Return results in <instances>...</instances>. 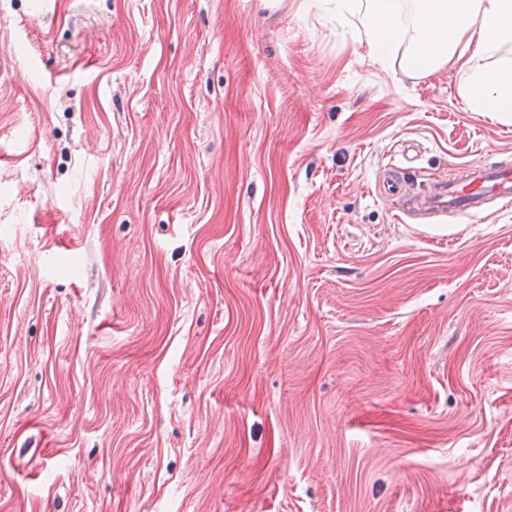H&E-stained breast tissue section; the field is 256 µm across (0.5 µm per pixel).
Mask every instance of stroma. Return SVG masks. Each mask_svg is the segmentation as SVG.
Masks as SVG:
<instances>
[{
    "label": "stroma",
    "mask_w": 512,
    "mask_h": 512,
    "mask_svg": "<svg viewBox=\"0 0 512 512\" xmlns=\"http://www.w3.org/2000/svg\"><path fill=\"white\" fill-rule=\"evenodd\" d=\"M411 41L0 0V512H512V206L406 207L512 116ZM405 177L400 167L389 170L384 176L380 191L383 196L390 199L401 198L404 191Z\"/></svg>",
    "instance_id": "obj_1"
}]
</instances>
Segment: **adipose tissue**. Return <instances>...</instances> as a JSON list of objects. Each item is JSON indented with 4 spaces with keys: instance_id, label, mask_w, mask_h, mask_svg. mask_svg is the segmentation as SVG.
Segmentation results:
<instances>
[{
    "instance_id": "1",
    "label": "adipose tissue",
    "mask_w": 512,
    "mask_h": 512,
    "mask_svg": "<svg viewBox=\"0 0 512 512\" xmlns=\"http://www.w3.org/2000/svg\"><path fill=\"white\" fill-rule=\"evenodd\" d=\"M379 63L398 44L399 0H344ZM405 65L418 76L458 63L463 98L475 112H512V64L483 65L491 47H512V0H417Z\"/></svg>"
}]
</instances>
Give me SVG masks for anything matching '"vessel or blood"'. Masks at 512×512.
<instances>
[{"label":"vessel or blood","mask_w":512,"mask_h":512,"mask_svg":"<svg viewBox=\"0 0 512 512\" xmlns=\"http://www.w3.org/2000/svg\"><path fill=\"white\" fill-rule=\"evenodd\" d=\"M405 177L395 167L384 176L380 191L395 199L404 191ZM492 205H512V163L496 162L466 170L459 178L438 183L417 199L413 212L426 215H471L484 212Z\"/></svg>","instance_id":"1"}]
</instances>
